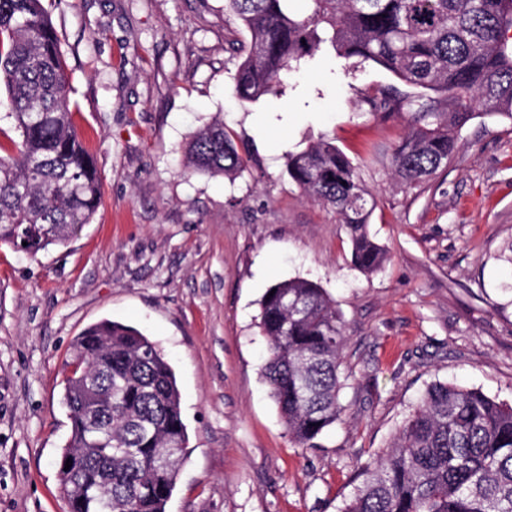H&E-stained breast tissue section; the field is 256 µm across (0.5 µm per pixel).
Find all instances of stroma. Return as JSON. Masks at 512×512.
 <instances>
[{
  "label": "stroma",
  "instance_id": "1",
  "mask_svg": "<svg viewBox=\"0 0 512 512\" xmlns=\"http://www.w3.org/2000/svg\"><path fill=\"white\" fill-rule=\"evenodd\" d=\"M48 8L102 201L67 247L0 245V512H68L55 466L65 364L104 319L139 329L175 372L189 454L167 512H340L432 382L512 404V121L475 118L448 167L408 187L391 164L405 119L359 105L396 84L379 65L328 49L242 106L230 45L249 36L224 0ZM217 120L244 157L233 179L183 165ZM323 140L376 199L369 232L387 260L375 273L286 171V154ZM294 278L327 291L347 336L346 411L313 448L290 438L262 375L260 301Z\"/></svg>",
  "mask_w": 512,
  "mask_h": 512
}]
</instances>
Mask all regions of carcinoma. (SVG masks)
<instances>
[{"mask_svg":"<svg viewBox=\"0 0 512 512\" xmlns=\"http://www.w3.org/2000/svg\"><path fill=\"white\" fill-rule=\"evenodd\" d=\"M224 0L250 35L234 91L251 103L322 47L373 62L406 85L440 94L408 113L395 172L409 186L448 166L455 133L479 115L512 121V0ZM69 76L45 0H0V120L18 134L0 153V244L35 256L66 247L92 222L101 185L68 96ZM384 118L412 100L392 86L361 98ZM188 168L232 177L244 159L224 123L196 133ZM288 176L345 224L352 262H385L369 235L375 207L357 167L331 141L285 157ZM260 302L263 376L288 434L303 447L339 421L349 379L345 336L325 289L305 279L273 286ZM63 402L70 438L56 460L69 512H166L188 434L172 366L136 328L105 320L73 342ZM72 466L65 468L66 460ZM340 512H512V405L436 381L393 444L360 473Z\"/></svg>","mask_w":512,"mask_h":512,"instance_id":"1","label":"carcinoma"}]
</instances>
